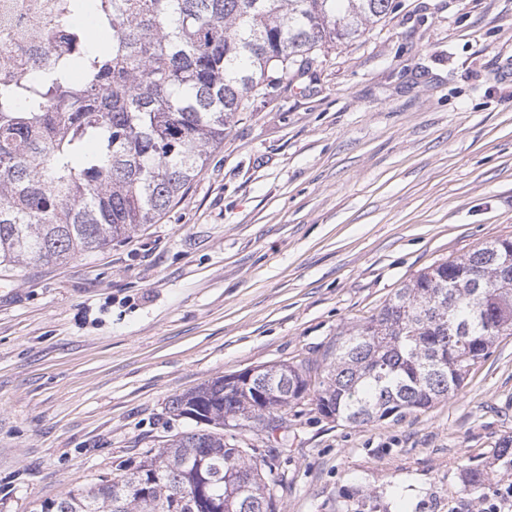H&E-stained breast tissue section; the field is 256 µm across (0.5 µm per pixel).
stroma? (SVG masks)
<instances>
[{
	"instance_id": "35a3bbf8",
	"label": "stroma",
	"mask_w": 512,
	"mask_h": 512,
	"mask_svg": "<svg viewBox=\"0 0 512 512\" xmlns=\"http://www.w3.org/2000/svg\"><path fill=\"white\" fill-rule=\"evenodd\" d=\"M512 237V0H393L257 98L161 218L63 265L0 267V512L122 475L194 429L172 397L323 364L421 269ZM512 336L399 421L288 414L276 512H476L512 485Z\"/></svg>"
}]
</instances>
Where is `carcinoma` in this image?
I'll use <instances>...</instances> for the list:
<instances>
[{
	"label": "carcinoma",
	"mask_w": 512,
	"mask_h": 512,
	"mask_svg": "<svg viewBox=\"0 0 512 512\" xmlns=\"http://www.w3.org/2000/svg\"><path fill=\"white\" fill-rule=\"evenodd\" d=\"M96 33L63 60L0 82V266L59 264L154 223L255 98L361 36L392 0H100ZM512 238L433 264L341 334L313 387L309 363L260 369L270 398L219 376L174 397L199 428L125 474L46 499L38 512H275L285 474L224 428L288 427L299 394L350 424L399 420L455 395L512 336Z\"/></svg>",
	"instance_id": "cac0c4a2"
}]
</instances>
